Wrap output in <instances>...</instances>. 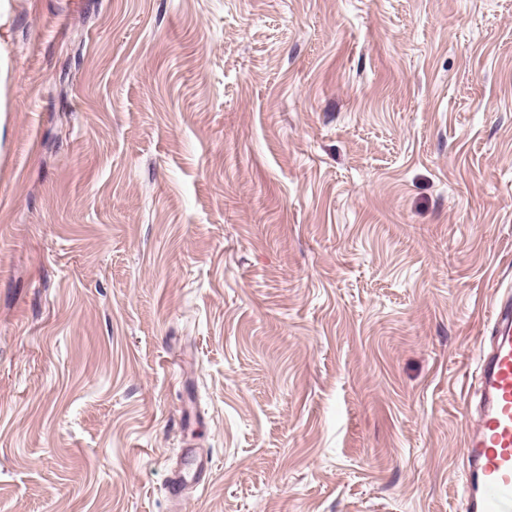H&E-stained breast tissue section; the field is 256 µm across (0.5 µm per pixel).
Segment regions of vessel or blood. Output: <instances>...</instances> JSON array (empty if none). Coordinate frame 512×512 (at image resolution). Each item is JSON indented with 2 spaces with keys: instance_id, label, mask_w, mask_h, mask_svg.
Segmentation results:
<instances>
[{
  "instance_id": "vessel-or-blood-1",
  "label": "vessel or blood",
  "mask_w": 512,
  "mask_h": 512,
  "mask_svg": "<svg viewBox=\"0 0 512 512\" xmlns=\"http://www.w3.org/2000/svg\"><path fill=\"white\" fill-rule=\"evenodd\" d=\"M476 356L477 423L467 431L461 456L464 512H512V297L501 298ZM210 459L173 467L167 490L181 499L189 487L205 488Z\"/></svg>"
}]
</instances>
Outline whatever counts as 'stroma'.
Instances as JSON below:
<instances>
[{
	"mask_svg": "<svg viewBox=\"0 0 512 512\" xmlns=\"http://www.w3.org/2000/svg\"><path fill=\"white\" fill-rule=\"evenodd\" d=\"M509 290L512 0H0V512H463ZM211 459L200 457L195 460L193 466L185 471L183 467H173L168 477L167 490L169 495L179 500L183 493L190 487L205 489L207 477L210 474Z\"/></svg>",
	"mask_w": 512,
	"mask_h": 512,
	"instance_id": "1",
	"label": "stroma"
}]
</instances>
